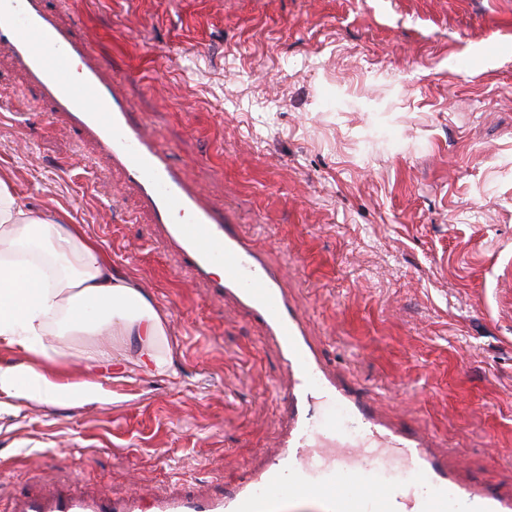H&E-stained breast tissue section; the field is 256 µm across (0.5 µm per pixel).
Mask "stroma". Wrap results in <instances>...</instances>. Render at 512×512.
<instances>
[{"label": "stroma", "instance_id": "1", "mask_svg": "<svg viewBox=\"0 0 512 512\" xmlns=\"http://www.w3.org/2000/svg\"><path fill=\"white\" fill-rule=\"evenodd\" d=\"M136 120L263 249L336 376L512 487V0H48ZM473 57L457 77L450 60ZM0 56V173L69 214L168 316L173 372L126 336L108 404L0 414V512L76 492L220 495L272 454L284 381L96 145ZM500 465L488 462L492 450Z\"/></svg>", "mask_w": 512, "mask_h": 512}]
</instances>
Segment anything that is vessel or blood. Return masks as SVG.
<instances>
[{"instance_id": "b4317fda", "label": "vessel or blood", "mask_w": 512, "mask_h": 512, "mask_svg": "<svg viewBox=\"0 0 512 512\" xmlns=\"http://www.w3.org/2000/svg\"><path fill=\"white\" fill-rule=\"evenodd\" d=\"M0 56L14 60L80 136L96 143L136 188L163 241L191 275L261 323L278 349L288 388L287 424L270 462L246 469L221 497L160 498L154 512H512V491L485 485L449 466L437 436L408 431L381 415L374 400L331 373L282 274L216 216L175 166L169 149L132 118L122 82L62 25L46 0H0ZM224 267L214 277L215 264ZM331 408L320 416V408ZM400 462L410 485L388 487L377 474ZM22 512H142L139 495L121 503L54 496L27 500Z\"/></svg>"}]
</instances>
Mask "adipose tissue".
Instances as JSON below:
<instances>
[{"label": "adipose tissue", "instance_id": "adipose-tissue-1", "mask_svg": "<svg viewBox=\"0 0 512 512\" xmlns=\"http://www.w3.org/2000/svg\"><path fill=\"white\" fill-rule=\"evenodd\" d=\"M166 322L143 288L113 270L81 225L34 212L0 177V349L26 358L0 363V395L47 405L102 401L101 383L64 380L54 337L95 336L82 353L92 372L111 363V337L120 332L135 337L147 370L163 371L169 365L160 353Z\"/></svg>", "mask_w": 512, "mask_h": 512}]
</instances>
